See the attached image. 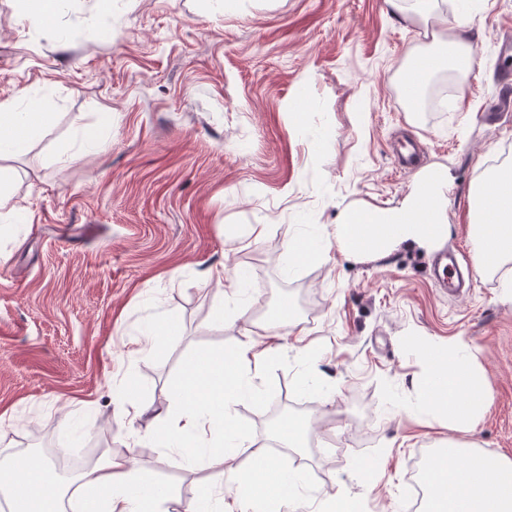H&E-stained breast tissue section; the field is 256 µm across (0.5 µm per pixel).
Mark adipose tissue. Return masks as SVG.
Returning <instances> with one entry per match:
<instances>
[{"label": "adipose tissue", "instance_id": "ef3b65f1", "mask_svg": "<svg viewBox=\"0 0 512 512\" xmlns=\"http://www.w3.org/2000/svg\"><path fill=\"white\" fill-rule=\"evenodd\" d=\"M30 97L19 90L0 101V158L14 155L37 139L49 122L45 112H24L20 106ZM448 174L430 170L415 183L398 207L379 211L348 210L334 237L343 249L369 256L401 245L432 244L447 230L443 203ZM512 200V167L503 166L481 188L473 205L471 234L480 265L512 254V210H501L500 199ZM253 347L237 350L232 357L190 370L169 388V403L155 417L170 431V444L191 448L197 460L216 476L226 477V489L235 499L248 502L264 495L291 502L297 483L283 478L275 456L250 444L237 429L233 408L241 396L242 381L253 361ZM427 387L429 399L457 429L471 425L473 415L485 404L486 382L474 369L468 354L454 355L452 365L436 361ZM247 456L248 465L237 462ZM446 461L426 474L429 488L425 512H512V460L477 454L461 457L449 445ZM134 458L103 456L80 477L75 494L82 512H156L166 502L163 488L143 498L133 485ZM10 476L0 479V499L9 512H37L40 504H56L66 493L46 459L24 453L6 465Z\"/></svg>", "mask_w": 512, "mask_h": 512}]
</instances>
